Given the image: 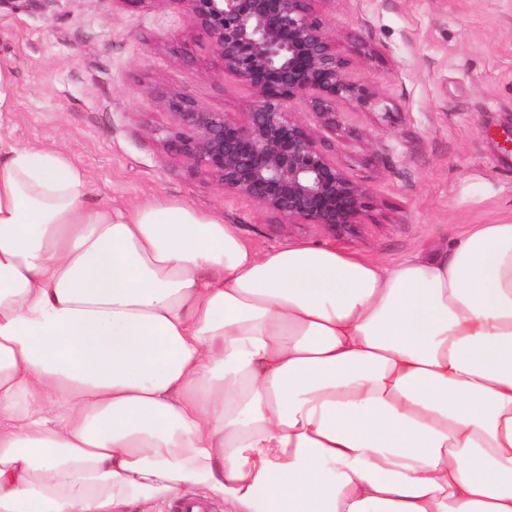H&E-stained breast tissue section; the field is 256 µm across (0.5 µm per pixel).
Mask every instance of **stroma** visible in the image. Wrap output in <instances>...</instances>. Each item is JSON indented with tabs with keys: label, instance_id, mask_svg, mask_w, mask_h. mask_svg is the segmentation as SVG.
I'll use <instances>...</instances> for the list:
<instances>
[{
	"label": "stroma",
	"instance_id": "obj_1",
	"mask_svg": "<svg viewBox=\"0 0 512 512\" xmlns=\"http://www.w3.org/2000/svg\"><path fill=\"white\" fill-rule=\"evenodd\" d=\"M319 15L387 113L344 104L324 147L373 191L357 230L333 237L222 191L168 155L159 91L242 112L250 91L220 77L207 34L176 0H0V64L18 93L7 133L83 167L118 207L180 199L237 225L257 250L336 246L394 264L467 224L512 219V0H322Z\"/></svg>",
	"mask_w": 512,
	"mask_h": 512
}]
</instances>
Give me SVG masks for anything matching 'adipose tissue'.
Here are the masks:
<instances>
[{"label":"adipose tissue","mask_w":512,"mask_h":512,"mask_svg":"<svg viewBox=\"0 0 512 512\" xmlns=\"http://www.w3.org/2000/svg\"><path fill=\"white\" fill-rule=\"evenodd\" d=\"M91 196L0 136V512H512V221L389 266Z\"/></svg>","instance_id":"ef3b65f1"}]
</instances>
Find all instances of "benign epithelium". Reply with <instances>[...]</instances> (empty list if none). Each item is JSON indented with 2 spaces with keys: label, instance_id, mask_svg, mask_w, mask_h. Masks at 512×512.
<instances>
[{
  "label": "benign epithelium",
  "instance_id": "7a95c632",
  "mask_svg": "<svg viewBox=\"0 0 512 512\" xmlns=\"http://www.w3.org/2000/svg\"><path fill=\"white\" fill-rule=\"evenodd\" d=\"M173 2L207 33L221 73L246 86L251 99L235 116L208 110L182 90L161 93L168 123L150 132L161 135L167 153L290 224L334 236L365 223L371 190L329 156L321 131L343 128L340 104L374 110L383 99L350 78L349 59L318 15L323 0Z\"/></svg>",
  "mask_w": 512,
  "mask_h": 512
}]
</instances>
